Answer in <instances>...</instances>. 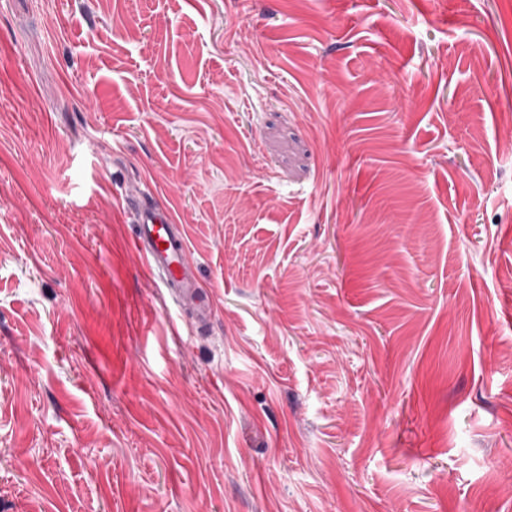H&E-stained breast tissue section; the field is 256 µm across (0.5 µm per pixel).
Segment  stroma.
<instances>
[{
  "label": "stroma",
  "mask_w": 512,
  "mask_h": 512,
  "mask_svg": "<svg viewBox=\"0 0 512 512\" xmlns=\"http://www.w3.org/2000/svg\"><path fill=\"white\" fill-rule=\"evenodd\" d=\"M0 512H512V0H0ZM138 224L134 246L152 276L169 288L179 303L194 305L195 328L206 329L212 317V307L201 300L202 288L187 262V243L183 226L174 224L167 212L156 206L135 211ZM167 244V247H161Z\"/></svg>",
  "instance_id": "35a3bbf8"
}]
</instances>
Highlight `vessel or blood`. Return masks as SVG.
I'll return each instance as SVG.
<instances>
[{"instance_id": "b4317fda", "label": "vessel or blood", "mask_w": 512, "mask_h": 512, "mask_svg": "<svg viewBox=\"0 0 512 512\" xmlns=\"http://www.w3.org/2000/svg\"><path fill=\"white\" fill-rule=\"evenodd\" d=\"M134 246L149 273L169 288L178 303L194 306L196 330L206 329L212 308L201 300L202 290L187 262L184 229L167 212L146 206L135 212Z\"/></svg>"}]
</instances>
